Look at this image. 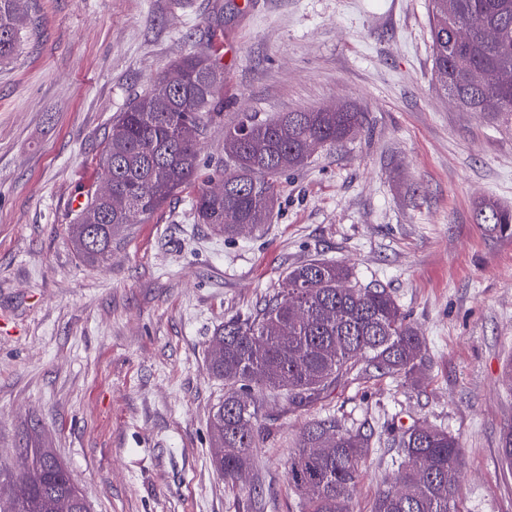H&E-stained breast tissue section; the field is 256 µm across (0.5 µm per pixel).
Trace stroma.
Wrapping results in <instances>:
<instances>
[{"instance_id":"1","label":"stroma","mask_w":512,"mask_h":512,"mask_svg":"<svg viewBox=\"0 0 512 512\" xmlns=\"http://www.w3.org/2000/svg\"><path fill=\"white\" fill-rule=\"evenodd\" d=\"M429 0H35L29 38L0 64V478L53 449L92 512H299L288 457L325 413L372 432L353 507L392 474L395 429L436 425L463 450L459 512H512V235L475 223L512 207V120L460 111L435 87ZM224 69V110L199 177L106 260L68 227L104 183L99 159L136 94L178 57ZM364 112L342 144L284 181L262 232L225 239L190 200L222 169L243 116ZM322 258L387 288L420 329L417 380H351L307 407L265 396L251 472L231 486L209 420L224 398L210 340ZM474 221L478 224H493V230L506 233L512 227V209H506L489 200L481 201L474 209Z\"/></svg>"}]
</instances>
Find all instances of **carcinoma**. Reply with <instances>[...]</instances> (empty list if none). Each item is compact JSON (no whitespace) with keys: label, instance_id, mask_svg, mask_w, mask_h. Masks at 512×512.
Segmentation results:
<instances>
[{"label":"carcinoma","instance_id":"carcinoma-1","mask_svg":"<svg viewBox=\"0 0 512 512\" xmlns=\"http://www.w3.org/2000/svg\"><path fill=\"white\" fill-rule=\"evenodd\" d=\"M432 70L439 87L469 112L512 116V0H429ZM30 24L27 0H0V63L12 60ZM470 38L457 42L458 27ZM499 36L488 39L484 32ZM220 62L199 52L180 58L182 81L158 82L135 97L112 126L100 157L112 195L125 210L95 195L87 201L70 241L90 262L112 253L124 229L146 221L190 187L198 176V140L208 120L224 110L215 99ZM350 108L284 112L275 119L247 116L224 131L232 172H216L218 185L191 201L194 218L232 238L248 225L271 222L281 179L303 168L319 148L333 147L362 126ZM477 224L512 230V209L482 201ZM263 338L255 347L256 338ZM424 337L384 288L358 284L337 262L311 259L291 269L281 287L246 318L230 319L212 337L207 367L224 381L214 408L213 462L234 485L251 466L262 436L259 396L284 394L307 406L351 376L404 377L422 366ZM368 436L341 426L333 415L303 431L288 460V483L300 512H353ZM393 478L375 495L371 512H459L460 442L437 427L413 426L396 440ZM23 466L0 492V512H90L83 491L50 448H26Z\"/></svg>","mask_w":512,"mask_h":512}]
</instances>
